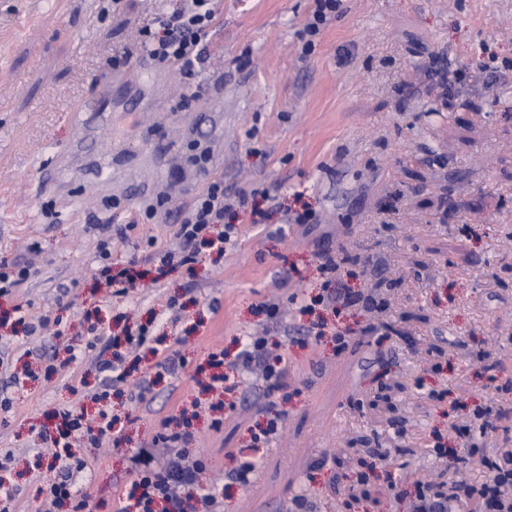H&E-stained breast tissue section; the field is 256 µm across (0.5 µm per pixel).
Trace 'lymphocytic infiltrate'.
Wrapping results in <instances>:
<instances>
[{"label": "lymphocytic infiltrate", "instance_id": "f902f5d3", "mask_svg": "<svg viewBox=\"0 0 512 512\" xmlns=\"http://www.w3.org/2000/svg\"><path fill=\"white\" fill-rule=\"evenodd\" d=\"M222 0H181L180 7L168 16L157 17L156 27L163 35H156L155 27H142L133 48L125 50V57L137 56L155 65H176L187 74L203 69L208 61L206 39L221 13ZM249 197L239 192L229 196L224 192V181L208 177L205 187L192 203L176 213L177 237L182 242L178 251L159 253L161 266L176 267L194 262L195 243L206 240L210 247L223 249L236 232L235 225L225 223V213L246 208ZM234 369L249 371L260 368L267 390H280L286 385L288 369L282 357H269L265 337H253L237 356ZM65 424L54 439L55 452L50 467L55 480L45 493L53 505L68 512H88L89 497L73 491L71 483L75 472L85 464L71 450L72 442L82 429L81 416L67 411ZM282 417L269 419L250 448H233L227 455L236 465L229 472L230 480L247 483L254 471V458L259 447L268 445L276 436ZM193 437L186 431L161 429L148 447L138 449L130 457L134 479L121 501L117 512H224V498L220 493L195 494L198 473L203 469L201 459L189 457L185 449ZM433 448L448 460L453 475L447 486L436 488L426 484L419 488L415 512H512V438L504 437L499 446L485 449L482 462L488 470L480 485H472L457 476L468 461V454L449 447L443 439H436Z\"/></svg>", "mask_w": 512, "mask_h": 512}]
</instances>
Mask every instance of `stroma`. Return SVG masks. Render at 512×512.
Here are the masks:
<instances>
[{
	"mask_svg": "<svg viewBox=\"0 0 512 512\" xmlns=\"http://www.w3.org/2000/svg\"><path fill=\"white\" fill-rule=\"evenodd\" d=\"M177 2L0 0V258L34 270L0 299V459L19 491L0 512H47L41 435L67 410L93 428L117 418L124 437L74 446L92 512H114L130 449L183 411L188 451L205 461L196 485L222 492L224 512H290L299 494L310 512H412L419 484L448 481L434 435L459 448L451 426L512 410V371L499 367L512 358V0H342L308 53L313 0H223L205 71L146 65L77 137L64 112L98 94L97 76L127 72L113 57ZM56 148L72 172L61 193L37 194ZM204 151L252 207L233 216L223 251L199 246L193 268L159 273L177 208L204 187ZM149 206L154 217L122 237L120 215ZM304 211L312 225L289 223ZM326 253L343 260L329 275ZM133 256L135 288L108 295L100 268ZM295 295L324 302L304 314ZM44 314L56 330L30 331ZM319 321L324 336H307ZM127 327L179 363L158 376L147 351L124 353L126 379L107 393L97 360ZM260 332L288 365L287 388L269 396L234 372L212 413L195 382L209 352L232 362ZM277 412L249 483L229 481L227 449L250 447ZM372 448L389 460L372 462Z\"/></svg>",
	"mask_w": 512,
	"mask_h": 512,
	"instance_id": "35a3bbf8",
	"label": "stroma"
}]
</instances>
